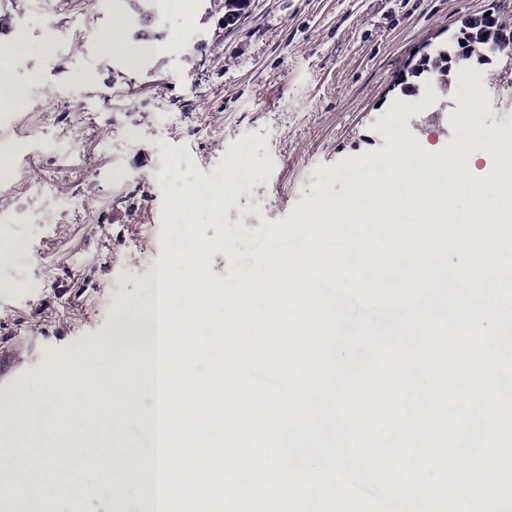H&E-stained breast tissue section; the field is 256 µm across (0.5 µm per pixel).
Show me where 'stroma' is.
I'll return each instance as SVG.
<instances>
[{
	"label": "stroma",
	"instance_id": "1",
	"mask_svg": "<svg viewBox=\"0 0 512 512\" xmlns=\"http://www.w3.org/2000/svg\"><path fill=\"white\" fill-rule=\"evenodd\" d=\"M168 0L154 19L160 56L129 60L99 39L131 26L127 0H0V392L23 391L32 423L54 414L52 378L85 360L102 384L139 343L107 357L96 347L138 319L168 251L160 242L164 190L189 169L194 190L220 181L231 144L257 135L258 160L273 171L238 179L212 223L205 274L234 284L256 265L270 225L296 204L347 192L346 178L319 175L366 152L386 150L377 125L412 95V68L448 39L465 16L512 19V0H249L234 30L224 0ZM21 42L23 54L12 53ZM473 78L467 94L458 80ZM440 109L403 115V129L437 152L457 134L449 123L466 96L485 95L480 126L512 129V58L496 56L454 73ZM350 335L416 348L442 307L363 306L349 298ZM136 425L112 440L128 462L99 458L80 512H120L108 488L136 480Z\"/></svg>",
	"mask_w": 512,
	"mask_h": 512
}]
</instances>
